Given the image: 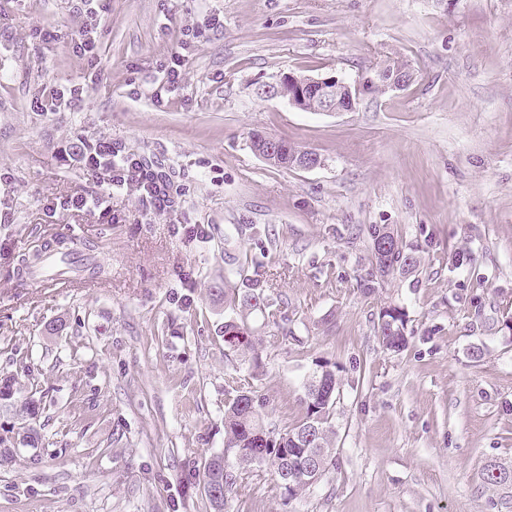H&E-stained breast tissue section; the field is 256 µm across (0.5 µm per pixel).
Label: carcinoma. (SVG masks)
Segmentation results:
<instances>
[{"instance_id":"1","label":"carcinoma","mask_w":512,"mask_h":512,"mask_svg":"<svg viewBox=\"0 0 512 512\" xmlns=\"http://www.w3.org/2000/svg\"><path fill=\"white\" fill-rule=\"evenodd\" d=\"M369 236L372 272L361 284L364 293L372 294L376 286L386 280L409 275L420 266V257L399 244L398 235L389 225H373ZM382 242L388 244L390 257L387 259L376 250V245ZM96 248L93 240L83 236L56 235L46 241L41 250L23 252L13 258L8 275L19 288H26L38 279L43 286L52 287L55 281L41 279L42 262L46 254L61 249L65 255L89 256V262L82 269L83 277L77 281L68 278L72 287L80 288L87 282L103 280L106 273V261L97 258ZM263 267V259H251L253 273L248 275L240 270L239 283L224 289V304L230 309L222 326L224 345L235 353L251 354L252 367L256 370L261 367V358L256 351L257 338L253 336L249 317L259 311L275 325L282 317L280 308L265 294L259 279ZM408 322L404 307L389 304L380 308L377 333L383 348L397 352L405 346ZM339 389L336 370L327 362L314 363L304 383L303 419L288 430L276 432L268 428L255 391L232 388L224 404V449L209 460L202 472L204 493L214 512H230L233 495L250 477L264 470L274 477L282 490L285 506L314 488L312 476L320 481L336 465L333 418ZM483 479L493 487L511 488L512 470L490 463L484 467Z\"/></svg>"}]
</instances>
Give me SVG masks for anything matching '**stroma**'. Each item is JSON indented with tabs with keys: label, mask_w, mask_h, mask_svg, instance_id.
Returning a JSON list of instances; mask_svg holds the SVG:
<instances>
[{
	"label": "stroma",
	"mask_w": 512,
	"mask_h": 512,
	"mask_svg": "<svg viewBox=\"0 0 512 512\" xmlns=\"http://www.w3.org/2000/svg\"><path fill=\"white\" fill-rule=\"evenodd\" d=\"M92 5L90 62L75 49L83 0H0V378L15 380L0 435L16 442L0 456V512H210L201 475L224 447L227 390L252 386L284 430L319 360L342 383L336 466L294 512H512L482 475L512 464V0ZM389 58L415 81L351 112L255 92L289 71L353 81ZM46 87L83 94L45 112ZM254 131L321 166L270 165ZM89 138L169 177L173 212L151 214L131 187L105 194L75 154ZM92 197L100 206L76 207ZM374 224L424 263L367 296ZM102 227L110 280L9 278L37 234ZM264 252L292 334L261 345L256 376L224 347L221 289ZM389 302L409 316L398 352L374 329ZM231 512H284L281 492L260 473Z\"/></svg>",
	"instance_id": "stroma-1"
}]
</instances>
